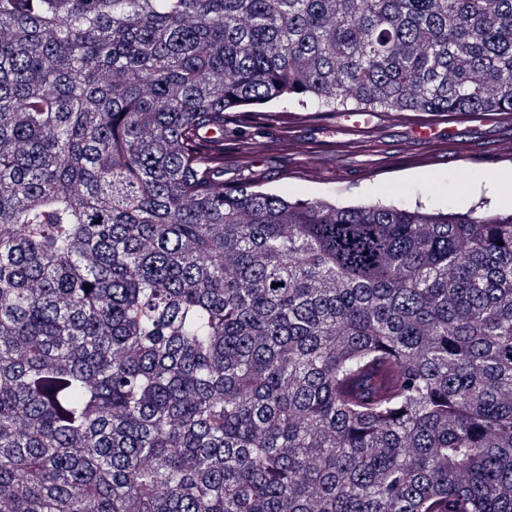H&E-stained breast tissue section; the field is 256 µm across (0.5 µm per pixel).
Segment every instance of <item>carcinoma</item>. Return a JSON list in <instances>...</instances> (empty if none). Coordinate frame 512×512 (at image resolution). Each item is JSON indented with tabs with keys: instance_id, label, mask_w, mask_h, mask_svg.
Segmentation results:
<instances>
[{
	"instance_id": "obj_1",
	"label": "carcinoma",
	"mask_w": 512,
	"mask_h": 512,
	"mask_svg": "<svg viewBox=\"0 0 512 512\" xmlns=\"http://www.w3.org/2000/svg\"><path fill=\"white\" fill-rule=\"evenodd\" d=\"M283 99L512 113V0H0V512H512V214L225 185Z\"/></svg>"
}]
</instances>
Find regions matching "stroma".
I'll use <instances>...</instances> for the list:
<instances>
[{
  "instance_id": "stroma-1",
  "label": "stroma",
  "mask_w": 512,
  "mask_h": 512,
  "mask_svg": "<svg viewBox=\"0 0 512 512\" xmlns=\"http://www.w3.org/2000/svg\"><path fill=\"white\" fill-rule=\"evenodd\" d=\"M297 107L272 102L253 122L224 124V181L247 179L291 200L326 197L342 202L380 201L434 212L504 211L488 197L489 178L512 188V160L495 157L511 131L492 123L456 121L453 113H427V120L452 128L467 155L439 146L425 150L407 121L377 112L369 129L343 131L337 113L298 120Z\"/></svg>"
}]
</instances>
